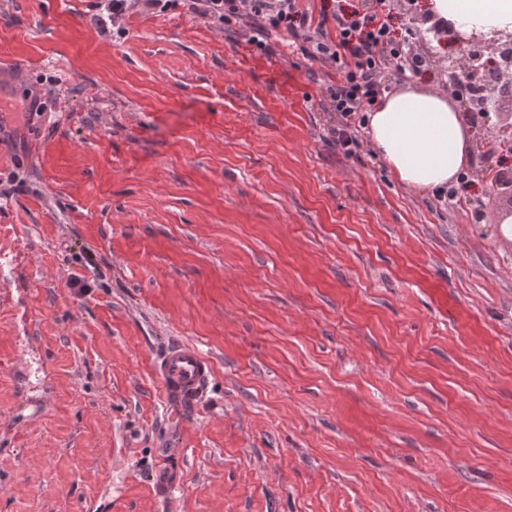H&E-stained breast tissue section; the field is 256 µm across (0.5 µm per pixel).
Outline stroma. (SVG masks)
Instances as JSON below:
<instances>
[{
    "instance_id": "obj_1",
    "label": "stroma",
    "mask_w": 512,
    "mask_h": 512,
    "mask_svg": "<svg viewBox=\"0 0 512 512\" xmlns=\"http://www.w3.org/2000/svg\"><path fill=\"white\" fill-rule=\"evenodd\" d=\"M104 6L0 0V512H512V187L483 179L512 96L444 204L336 149L334 67ZM173 340L212 366L181 409Z\"/></svg>"
}]
</instances>
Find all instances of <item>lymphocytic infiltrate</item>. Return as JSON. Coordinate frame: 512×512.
I'll use <instances>...</instances> for the list:
<instances>
[{
    "mask_svg": "<svg viewBox=\"0 0 512 512\" xmlns=\"http://www.w3.org/2000/svg\"><path fill=\"white\" fill-rule=\"evenodd\" d=\"M388 4L373 0L361 9L321 0L313 12L303 0H191V9L224 25L248 20L249 43L261 54H273L270 37L283 34L308 58L334 66L336 81L326 93L338 121L330 135L340 151L354 156L362 146L360 114L389 92L392 78L422 72L408 39L396 38Z\"/></svg>",
    "mask_w": 512,
    "mask_h": 512,
    "instance_id": "lymphocytic-infiltrate-1",
    "label": "lymphocytic infiltrate"
}]
</instances>
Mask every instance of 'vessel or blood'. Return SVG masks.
I'll return each instance as SVG.
<instances>
[{"label":"vessel or blood","instance_id":"b4317fda","mask_svg":"<svg viewBox=\"0 0 512 512\" xmlns=\"http://www.w3.org/2000/svg\"><path fill=\"white\" fill-rule=\"evenodd\" d=\"M157 370L164 380L168 398L178 403L195 398L211 373L209 362L194 347L181 342L172 343L166 349Z\"/></svg>","mask_w":512,"mask_h":512}]
</instances>
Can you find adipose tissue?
Here are the masks:
<instances>
[{"label":"adipose tissue","instance_id":"1","mask_svg":"<svg viewBox=\"0 0 512 512\" xmlns=\"http://www.w3.org/2000/svg\"><path fill=\"white\" fill-rule=\"evenodd\" d=\"M426 14L453 32L512 33V0H428ZM365 126L371 151L413 192L456 183L472 162L470 130L443 92L420 85L398 89L368 113Z\"/></svg>","mask_w":512,"mask_h":512}]
</instances>
